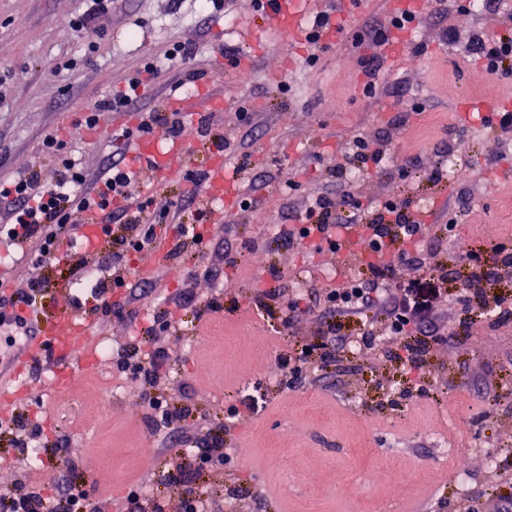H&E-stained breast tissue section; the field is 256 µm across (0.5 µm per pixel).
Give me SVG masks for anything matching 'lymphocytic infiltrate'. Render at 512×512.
<instances>
[{"mask_svg": "<svg viewBox=\"0 0 512 512\" xmlns=\"http://www.w3.org/2000/svg\"><path fill=\"white\" fill-rule=\"evenodd\" d=\"M416 12L402 10L390 15L384 22L368 26L354 36L355 44L370 43L378 48L388 45L394 35L408 30L417 21ZM468 47L489 73L504 79L512 78V39L470 35ZM195 50L193 44L178 42L160 55L149 56L138 76L130 78L124 90L108 94L106 98L84 107L77 119L66 129L57 128L45 133L39 144L41 156L55 160L57 173L47 182L40 170L29 168L14 176L0 175V213L6 221L0 224V240L28 245L38 260L54 257L62 247L73 242L72 232L88 218H98L101 233L112 240V260L101 263L98 288H121L123 277H108L111 265H124L128 258L143 251L155 239L158 228L172 226L175 253H183L188 245H202L208 231L202 224H172L169 213L148 214L147 202L129 206L127 200L138 174L130 165L114 162L111 173L101 178L95 188H87L86 174L80 158L68 151V143L76 133L93 130L102 111H131L148 80L156 77L174 60L185 58ZM123 224L125 235L112 234L113 224ZM456 219L448 223L429 225L412 208V199L399 196L385 200L367 222L363 234L368 244L370 260L363 277L334 288L325 289L320 304L314 305L303 297H289L280 310L283 329H290L303 318L314 316L317 306L363 318L364 331L360 340L372 345L376 337L386 336L392 341L391 355L402 368L406 388L405 399L427 397L423 385L425 356L432 343L441 339L437 331L423 328V320L433 294L429 285L413 282L405 289L394 286L395 271L385 261L396 242L406 245L404 255L412 269L423 265L420 253L424 243H441L456 228ZM343 227L336 217V199L330 192H316L306 210L302 224L282 225L278 240L293 248H306L320 242L336 247ZM461 259L469 269L466 280L456 286L455 298L470 308L484 312L499 311L503 317L512 316V298L488 295L484 287L498 281L505 269L512 267V240L503 239L491 247L461 251ZM42 288L41 281L29 279L22 292L0 295V334L5 335L10 348H17L30 329L16 307L33 304ZM175 321L171 312L157 314L146 330L141 349L117 351L113 364L117 372L137 389L146 414L153 422L172 424L189 417L186 409L175 410L158 395L170 367L167 352L156 346L157 336L167 332ZM341 339L339 328L328 325L319 343L281 355L284 368V389L293 391L303 379L315 370H326L337 362V345ZM222 437H214L211 444L199 449L192 461H182L168 470L169 483L181 487L185 512H223V506L204 492L193 478L203 470L220 471L224 468ZM108 502L97 493L74 491L66 482H43L28 478L14 489L0 493V512H104Z\"/></svg>", "mask_w": 512, "mask_h": 512, "instance_id": "obj_1", "label": "lymphocytic infiltrate"}]
</instances>
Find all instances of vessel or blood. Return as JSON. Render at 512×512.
<instances>
[{"mask_svg":"<svg viewBox=\"0 0 512 512\" xmlns=\"http://www.w3.org/2000/svg\"><path fill=\"white\" fill-rule=\"evenodd\" d=\"M312 0H263V12L271 24L289 38L300 36L301 19L313 9ZM184 153L181 143L160 144L155 138L140 139L133 145L139 163L158 176H166L174 160ZM235 185L224 170L222 155H214L208 165L206 194L223 196L234 193ZM35 333L12 356L13 369L0 367V418H7L16 399L31 389V381L22 367L49 347L86 364L96 355L95 339L88 319L60 312L34 326Z\"/></svg>","mask_w":512,"mask_h":512,"instance_id":"b4317fda","label":"vessel or blood"}]
</instances>
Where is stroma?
<instances>
[{"mask_svg":"<svg viewBox=\"0 0 512 512\" xmlns=\"http://www.w3.org/2000/svg\"><path fill=\"white\" fill-rule=\"evenodd\" d=\"M391 2L354 0L339 38L319 50L311 67L305 63L307 44L271 30L253 0H223L220 11L202 9L198 0H118L112 12L97 18L101 38L93 48L71 25L82 0H0V70L7 76L0 87L1 174L37 165L53 178V163L37 152L42 134L82 106L122 90L146 56L176 42L193 41L195 55L162 70L136 109L166 110L172 94L195 99L198 71L212 78L214 96L226 101L215 131L232 145L224 163L240 169L239 197L210 198L201 188L187 193L186 173L203 176L212 145L195 125H186L187 155L176 176L159 182L140 169L133 193L150 197L152 211L210 226V237L157 271L149 267V251L134 254L121 275L144 317L174 307L179 295L194 296L158 338L173 360L159 393L170 407L191 408L199 433H223L232 461L224 470L201 474L199 482L232 512H467L478 498L484 512H501L512 503V319L493 326L447 299L435 301L428 320L447 338L430 348V397L420 403L389 405L388 391H400L405 381L380 341L365 350L341 349L339 368L307 378L296 391L280 388L278 355L286 346L316 343L326 321L339 322L353 336L361 328L358 318L326 312L300 320L287 336L279 334L280 308L289 295L342 285L360 276L368 261L356 248L318 253L277 244L284 216L304 215L311 193L335 191L338 220L357 238L365 216L344 202L346 191L372 204L411 194L433 224L456 215V238L429 249L421 270H408L398 253L387 255L401 286L444 270L463 276L455 255L459 241L477 248L512 237V130L500 128L497 119L498 112L512 111V87H499L493 75L470 62L464 42L474 33L512 35V0L441 15L431 0H412L421 19L397 35L396 53L384 58L381 86L368 95L361 59L370 49L353 46L352 39L365 25L390 16ZM247 25L266 29L262 52L242 40ZM449 26L462 42H443ZM418 44L425 53L415 52ZM223 45L248 54L251 81L241 82L240 69L221 57ZM67 60L68 70L62 67ZM477 101L484 111L461 120L465 106ZM250 103L256 112L246 127L237 110ZM416 105L423 111L409 128H390L397 113ZM98 125L108 136L93 130L72 143L91 185L117 154L131 152L129 141L111 139L126 127V113H99ZM359 137L386 151V166L379 173L353 174L340 185L335 169ZM451 153L474 178L431 185L399 176L410 158L429 169ZM495 169L504 176L492 186L486 174ZM292 180L299 181L298 190H289ZM245 194L257 200L246 210L239 201ZM111 248L105 241L89 253L77 244L70 265L35 266L20 248L0 244V272L19 288L27 277H39V310L65 311L71 296L84 300L93 291L89 284L75 287L71 266L96 267ZM274 268L283 273L279 296L267 308L257 307L252 291ZM214 296L222 299V312L196 322V304ZM48 378L46 369L35 372L32 393L17 401L13 414L38 417L51 441L78 449L80 466L68 473L69 482L112 499L137 486L158 497L165 512H183L180 489L166 479L173 463L194 453L182 423L151 430L134 385L111 362L66 393L49 386ZM436 433L471 447V455L458 464L445 459L432 442ZM489 453L501 460L497 470L485 466ZM389 455L397 457V467L385 466ZM456 465L469 475L464 497L449 479ZM35 470L46 479L55 475L50 448H41L34 460L29 450L15 447L9 432H0V491Z\"/></svg>","mask_w":512,"mask_h":512,"instance_id":"obj_1","label":"stroma"}]
</instances>
